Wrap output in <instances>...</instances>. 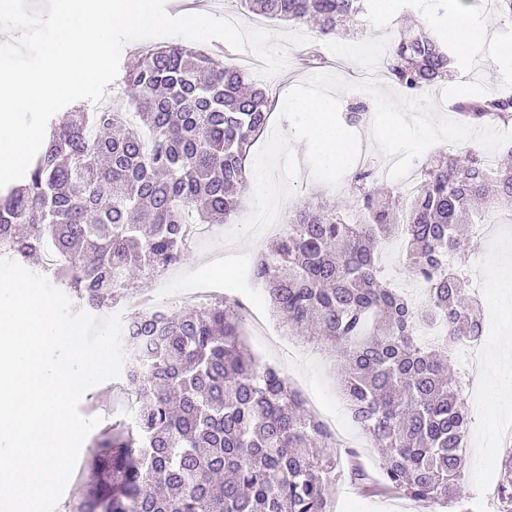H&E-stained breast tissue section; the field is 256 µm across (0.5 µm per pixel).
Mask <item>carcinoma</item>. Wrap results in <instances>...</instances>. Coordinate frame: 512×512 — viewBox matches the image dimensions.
I'll return each mask as SVG.
<instances>
[{
    "instance_id": "cac0c4a2",
    "label": "carcinoma",
    "mask_w": 512,
    "mask_h": 512,
    "mask_svg": "<svg viewBox=\"0 0 512 512\" xmlns=\"http://www.w3.org/2000/svg\"><path fill=\"white\" fill-rule=\"evenodd\" d=\"M252 13L316 25L329 38L367 15L366 0H242ZM451 51L423 27L402 32L382 61L405 96L451 75ZM248 73L186 45L143 51L116 85L127 121L81 105L49 134L20 184L0 193V257L40 272L79 305L111 307L138 287L137 273L179 266L195 224H224L248 183L246 162L269 124L272 93ZM472 126L512 122V95H463ZM351 177L363 224L338 203L298 209L288 231L255 258L252 276L288 327L337 355L354 422L381 452L385 480L430 510L466 498L459 453L468 427L461 381L448 377L452 345L483 336V315L456 258L457 229L473 206L512 211V165L487 169L476 149L432 156L407 201L381 200ZM400 236L406 271L425 287L417 303L391 286L377 255ZM242 303L132 313L126 336L134 421L94 440L91 480L69 512H329L336 480L329 436L276 366L239 339ZM443 336L426 346L420 326ZM512 512V452L498 480Z\"/></svg>"
}]
</instances>
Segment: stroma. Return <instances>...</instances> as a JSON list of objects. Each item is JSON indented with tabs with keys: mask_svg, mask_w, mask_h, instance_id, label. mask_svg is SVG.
Listing matches in <instances>:
<instances>
[{
	"mask_svg": "<svg viewBox=\"0 0 512 512\" xmlns=\"http://www.w3.org/2000/svg\"><path fill=\"white\" fill-rule=\"evenodd\" d=\"M202 10L217 18L230 17L247 27L264 29L276 36L295 33V26L272 21L241 9L238 0H167L166 11L178 17L184 12ZM294 153L301 160L296 193L287 199L280 210L279 222L257 238L227 241L235 225L243 223L253 209V187L241 194L239 208L232 222L217 227L209 238H198L190 244L181 265L154 279L141 277L145 288L160 292V300H169L208 283L210 288L239 296L248 307L243 321L242 342L260 363L279 367L291 379L298 380L320 403L325 415L335 423L340 446L336 450L339 465L336 479L327 491L330 512H419L414 501L403 491L383 486L382 460L373 448L359 447L360 429L353 422L340 391L341 369L328 348L298 339L291 349H284L265 336L258 328L270 319L271 309L264 291H257L248 282L249 266L256 254L269 246L281 233L296 209L323 196L335 202L353 201L349 178H342L332 187L315 180L305 165L306 146L298 142ZM483 237L470 241L462 257L470 281H484L485 270L496 255L505 248L512 249V212L502 211L488 218ZM500 366L495 357H488L480 380L473 386V399L467 403L469 413L468 439L473 451L464 459L462 481L468 494L469 512H477L485 493L486 481H497L504 449L498 444L500 424L508 413L493 403L497 392ZM132 399L124 379L106 381L88 390L79 410L84 416L101 417L103 425L117 420H130Z\"/></svg>",
	"mask_w": 512,
	"mask_h": 512,
	"instance_id": "obj_1",
	"label": "stroma"
}]
</instances>
